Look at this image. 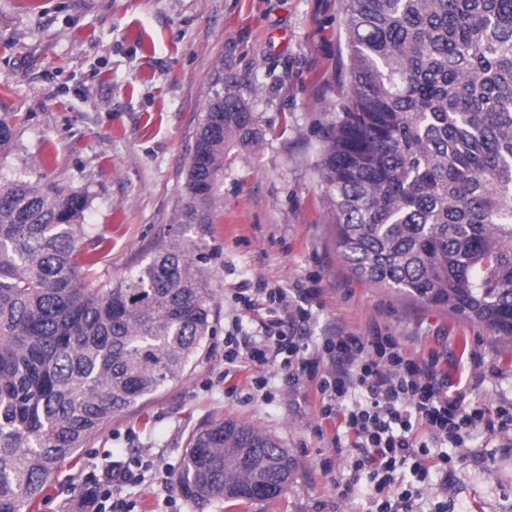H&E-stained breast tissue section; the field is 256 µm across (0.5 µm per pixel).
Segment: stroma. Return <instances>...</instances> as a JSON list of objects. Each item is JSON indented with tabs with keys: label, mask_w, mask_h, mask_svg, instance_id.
Wrapping results in <instances>:
<instances>
[{
	"label": "stroma",
	"mask_w": 512,
	"mask_h": 512,
	"mask_svg": "<svg viewBox=\"0 0 512 512\" xmlns=\"http://www.w3.org/2000/svg\"><path fill=\"white\" fill-rule=\"evenodd\" d=\"M344 0H0V113L17 116L0 176H24L88 193L80 249L94 282L116 281L180 231L184 184L199 120L223 63L265 133L232 149L212 224L197 229L214 291V334L179 382L113 419L48 480L31 512H80L85 483L116 460H149L139 481L112 499L132 512H371L353 471L328 439L346 428L319 422L313 382H288L271 366L240 362L224 375V335L265 334L283 319L314 346L344 333L396 337L416 360L441 358L449 384L474 403L512 404V339L450 312L358 280L341 259L318 170L319 130L346 81ZM284 290L282 306L255 296ZM314 289L302 301L306 289ZM264 377L266 393L254 391ZM232 418L276 435L294 458L288 493L268 505L198 507L176 489L198 427ZM323 424L324 438L314 434ZM447 467L426 479L396 473L410 512H512V430L472 429L445 447ZM356 482L361 494L337 495Z\"/></svg>",
	"instance_id": "obj_1"
}]
</instances>
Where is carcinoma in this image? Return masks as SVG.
<instances>
[{"label": "carcinoma", "mask_w": 512, "mask_h": 512, "mask_svg": "<svg viewBox=\"0 0 512 512\" xmlns=\"http://www.w3.org/2000/svg\"><path fill=\"white\" fill-rule=\"evenodd\" d=\"M348 83L320 135L336 242L359 279L512 338V0H345ZM264 138L236 82L196 130L180 223H213L233 147ZM15 125L0 114V159ZM87 194L0 184V512H24L64 460L180 380L213 335L201 241L160 244L92 286ZM294 459L234 420L191 434L176 480L200 506L269 503Z\"/></svg>", "instance_id": "1"}]
</instances>
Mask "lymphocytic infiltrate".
<instances>
[{
	"label": "lymphocytic infiltrate",
	"mask_w": 512,
	"mask_h": 512,
	"mask_svg": "<svg viewBox=\"0 0 512 512\" xmlns=\"http://www.w3.org/2000/svg\"><path fill=\"white\" fill-rule=\"evenodd\" d=\"M243 355L278 366L289 380L315 382L321 419L341 420L353 435L347 445L333 438L337 456L379 475L368 493L375 512H403L408 493L392 487L397 465L408 462L414 472L426 473L431 448L461 445L486 415L467 390L449 389L439 357L416 361L389 335L327 336L312 348L282 330L260 338L225 335V365Z\"/></svg>",
	"instance_id": "obj_1"
}]
</instances>
